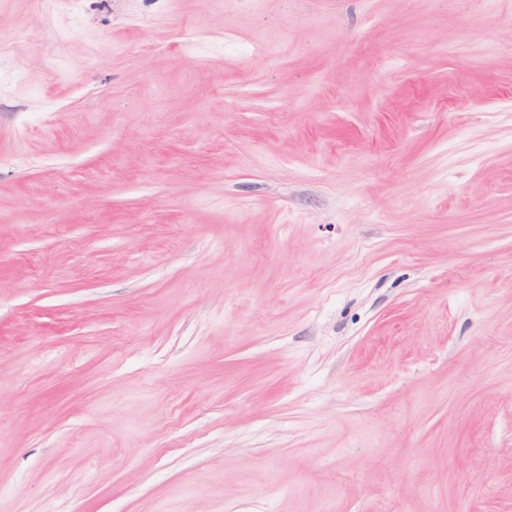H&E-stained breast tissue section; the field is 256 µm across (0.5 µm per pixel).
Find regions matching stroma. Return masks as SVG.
Segmentation results:
<instances>
[{"label":"stroma","instance_id":"obj_1","mask_svg":"<svg viewBox=\"0 0 512 512\" xmlns=\"http://www.w3.org/2000/svg\"><path fill=\"white\" fill-rule=\"evenodd\" d=\"M0 512H512V0H0Z\"/></svg>","mask_w":512,"mask_h":512}]
</instances>
